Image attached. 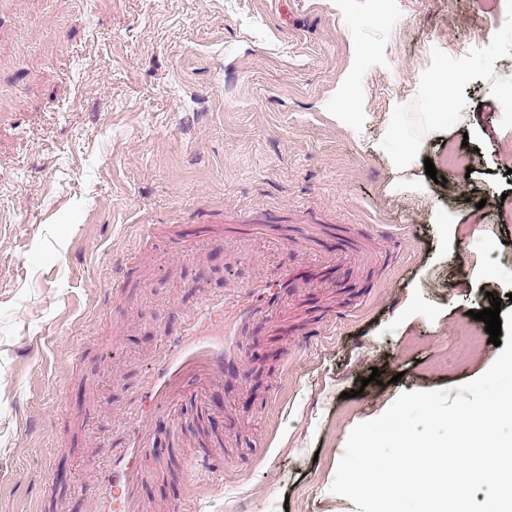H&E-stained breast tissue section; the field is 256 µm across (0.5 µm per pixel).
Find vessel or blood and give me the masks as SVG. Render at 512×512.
<instances>
[{"instance_id":"vessel-or-blood-1","label":"vessel or blood","mask_w":512,"mask_h":512,"mask_svg":"<svg viewBox=\"0 0 512 512\" xmlns=\"http://www.w3.org/2000/svg\"><path fill=\"white\" fill-rule=\"evenodd\" d=\"M333 273L326 264L312 261L293 270H276L239 283L230 294L206 296L194 309L180 312L176 330L166 332L130 409V420L115 443L111 457L97 478L78 486L92 512H145L140 485L152 471L165 468L167 459L150 453L148 421L168 409L186 385L217 381L225 373H241L244 349L240 342L247 329L279 311L283 296L300 288L331 285ZM183 470L192 477L220 472L222 457L211 448L181 456Z\"/></svg>"}]
</instances>
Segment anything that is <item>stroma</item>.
<instances>
[{
  "label": "stroma",
  "mask_w": 512,
  "mask_h": 512,
  "mask_svg": "<svg viewBox=\"0 0 512 512\" xmlns=\"http://www.w3.org/2000/svg\"><path fill=\"white\" fill-rule=\"evenodd\" d=\"M444 71L449 112L429 94ZM208 210L270 231L207 234L194 257L141 235ZM279 224L367 246L245 337V378L157 417L155 455L205 445L224 471L195 485L169 463L147 512H360L330 491L351 430L492 365L498 347L457 330L481 328V289L512 311V5L0 0V512H91L73 487L110 456L163 329L225 293L229 264L290 263ZM132 246L146 285L116 300Z\"/></svg>",
  "instance_id": "1"
}]
</instances>
